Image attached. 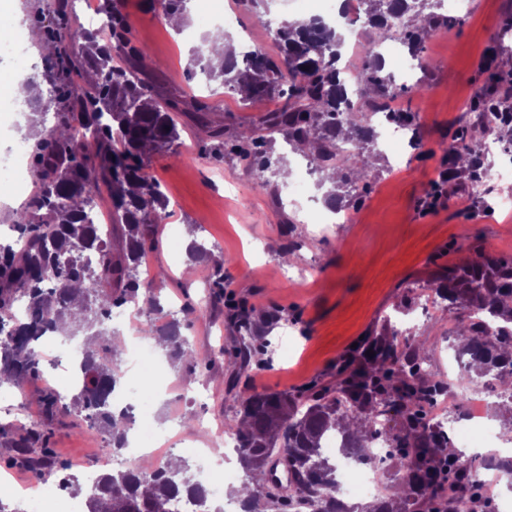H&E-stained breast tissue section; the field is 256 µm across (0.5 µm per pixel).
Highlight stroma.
I'll return each instance as SVG.
<instances>
[{"label": "stroma", "mask_w": 512, "mask_h": 512, "mask_svg": "<svg viewBox=\"0 0 512 512\" xmlns=\"http://www.w3.org/2000/svg\"><path fill=\"white\" fill-rule=\"evenodd\" d=\"M235 9L239 23L230 28L232 46L252 39L268 54L278 52L270 19L310 17L305 0H190L184 32L168 28L160 11L145 0H124L132 25V40L143 46L152 62L147 73L163 97L212 106L211 118L222 124L226 136L251 126L279 109L281 99L241 102L219 84L205 85L191 78L196 68L191 49L212 30L208 14ZM512 0H472V11L462 23L429 36L422 53L426 69H413L393 100L397 109L412 112L420 146L392 148L378 138L374 152L357 156L356 168H371L375 177L345 201L350 222L324 224L320 172H309L308 159L291 153L276 141L268 157L273 161L268 188H258L245 162L214 153L191 116H183L181 138L170 149L152 152L150 171L169 199L170 215L157 229V245L149 257L148 273L163 307L202 305L203 317L186 318L182 328L190 353L181 362L160 357L144 378V392L135 403L144 420L167 427L170 415L180 417L186 447L175 449L189 457V442L204 443L200 425L232 419L243 391L295 392L320 381L329 382L337 358L362 336L393 326L402 336L425 342L431 351L432 371L453 374L456 365L446 342L451 320L437 310H424L421 294L435 288L437 273L457 259L458 247L480 249L512 258V218L499 213L492 185L472 187L467 178L441 183L448 166V148L469 112L461 104L485 86L486 61L512 78ZM426 91H416L417 82ZM405 163L394 171L396 152ZM307 187L290 191L298 176ZM193 228L208 237L213 258L188 264L185 248H174L171 231ZM227 258L224 292L211 288L214 258ZM245 305L257 326L250 338L246 364L232 368L241 332L228 318V306ZM64 341L44 347L43 375L20 388L0 387V486L26 500L38 499L57 484L63 469L77 470L98 463L108 445L105 435L91 431L76 414L47 419L41 397L51 389L66 392L70 364L58 361L67 349ZM166 380L184 389H200L197 404L159 388ZM35 416L34 431L47 434L54 450L51 461L31 480L29 467L14 464L17 455L16 417L22 411Z\"/></svg>", "instance_id": "1"}]
</instances>
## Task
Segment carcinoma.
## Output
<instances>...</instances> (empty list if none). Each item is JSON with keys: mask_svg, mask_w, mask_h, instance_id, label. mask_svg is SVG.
Listing matches in <instances>:
<instances>
[{"mask_svg": "<svg viewBox=\"0 0 512 512\" xmlns=\"http://www.w3.org/2000/svg\"><path fill=\"white\" fill-rule=\"evenodd\" d=\"M123 0H100L109 16L106 35L71 27V0H55L45 39L47 93H38L43 117L53 106L56 123L44 127L30 145L32 170L40 186L27 205L13 213L15 239L0 243V375L14 380L40 377V342L62 324L73 323L72 335L85 336L77 393L70 403L48 392L42 406L48 418L78 413L91 430L106 435L112 449L125 448L127 414L112 407L121 348L103 324L115 306L144 300L159 311L153 280L140 278V268L153 246L155 228L164 223L168 199L149 171L148 157L169 149L181 137L177 98L159 97L143 78L146 51L127 38L129 21ZM189 0H150L167 15H181ZM366 24L385 39L399 42L421 63L424 39L448 25V16L432 9L414 11L410 0H360ZM279 54L261 49L240 57L224 53L219 64L205 55L195 62L210 80L244 101L278 96L282 107L264 116L260 126L231 139L209 118L210 106L195 104L193 117L214 149L232 154L251 168L256 186L269 185L268 162L256 160L251 145L280 137L290 144L311 138L317 144V166L336 172L339 185L324 201L340 207L349 194L352 158L339 146L354 142L358 150L374 144L372 117L378 104L395 95L374 40L363 45L364 63L356 72L363 99L350 105L341 82L342 35L319 19L285 22L277 31ZM86 66L83 84L72 74ZM512 86L489 76L483 104L463 129L460 145L448 149L451 172H466L478 181L482 143L491 131L512 143ZM389 119L418 140L409 112L390 111ZM105 185L112 205L108 238L100 239L89 222L93 196ZM434 297L464 305L468 313L454 317L455 354L463 360L457 381H503L512 376V260L471 253L448 264L436 278ZM182 323L153 324L149 336L164 340L172 360L187 354ZM372 350L374 356L366 355ZM429 356L420 345L398 333L382 331L336 361L333 381L295 393L251 391L237 397L238 416L227 428L240 439V464L246 479L237 491L246 512H272L279 505L317 507L316 512H454L451 505L468 496L469 510L485 503L481 487L472 483L475 465L465 462L461 474H441L443 459L454 455L448 435L431 416L434 401L448 389L441 375L428 370ZM396 414L399 428L387 426ZM337 437L339 453L355 451L372 460L370 444L388 442L399 449L396 478L384 495L361 506L336 507L334 470L323 457L324 441ZM20 461L36 470L52 449L48 439L26 431L20 435ZM190 497L203 504L207 491L189 461L178 459L161 472L134 468L100 473L86 494V512H171V504Z\"/></svg>", "mask_w": 512, "mask_h": 512, "instance_id": "obj_1", "label": "carcinoma"}]
</instances>
